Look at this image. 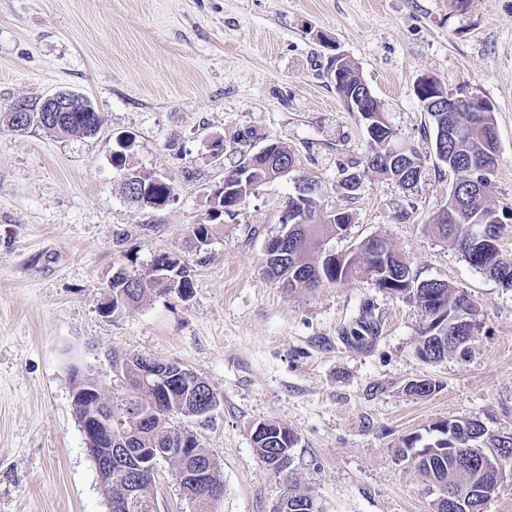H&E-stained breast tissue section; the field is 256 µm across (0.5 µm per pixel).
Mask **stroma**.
Returning <instances> with one entry per match:
<instances>
[{
    "instance_id": "35a3bbf8",
    "label": "stroma",
    "mask_w": 512,
    "mask_h": 512,
    "mask_svg": "<svg viewBox=\"0 0 512 512\" xmlns=\"http://www.w3.org/2000/svg\"><path fill=\"white\" fill-rule=\"evenodd\" d=\"M339 54L358 66L395 142L419 155L414 189L372 172L343 188L368 135L331 81ZM424 76L492 103L500 150L488 200L512 211V0L462 10L453 0H0V113L69 90L103 118L91 137L0 126V512H108L70 367L120 393L115 350L182 362L216 392L210 417L177 420L219 464L215 512H273L283 485L252 448L261 422L298 435L293 469L322 512H432L436 494L397 455L402 440L448 419L512 432V289L428 226L455 175L436 160L415 95ZM123 136L133 146L118 166ZM271 142L294 153L295 175L322 183L321 214H351L326 251L378 235L417 277L467 292L479 323L467 358L422 360L420 308L370 280L291 291L264 276L294 175L211 219L241 151ZM129 169L167 179L174 198L131 202ZM160 252L192 267V295L154 292L103 314L113 270L145 269ZM365 309L379 332L358 349L342 332ZM422 378L439 389L410 394ZM156 488L158 512H195L170 463H158Z\"/></svg>"
}]
</instances>
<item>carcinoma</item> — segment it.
I'll return each instance as SVG.
<instances>
[{
  "instance_id": "obj_1",
  "label": "carcinoma",
  "mask_w": 512,
  "mask_h": 512,
  "mask_svg": "<svg viewBox=\"0 0 512 512\" xmlns=\"http://www.w3.org/2000/svg\"><path fill=\"white\" fill-rule=\"evenodd\" d=\"M359 82L358 67L348 62L345 76L334 82V85L336 91L345 99ZM430 116L434 133L448 137V160L443 165L456 174V203L461 212L457 219L455 211L443 209L433 218L432 228L440 237L453 241L473 267L504 283V287L512 288V254L503 253L499 244L491 245L477 236L480 229L491 227L494 239H499V213L488 203L491 182L483 177L486 167H495L498 164V144L487 137L489 131L496 129L494 109L485 112H432ZM460 124L473 127L476 137L471 140L455 137L454 130ZM101 125L102 116L97 111L57 112L53 121L44 125V128L65 137L90 136ZM392 138L393 132L389 127L381 128L377 137L368 141L364 162H350L343 168V175L347 177L364 165L405 189L414 188L418 184L415 174L390 165L387 147ZM283 158L290 163H296L294 154L287 146L271 142L261 151L241 152L237 165L224 173V176L236 184L244 177L246 184L256 188L278 178L279 164ZM125 185L135 202L145 206L163 205L174 196L171 182L135 171L127 174ZM233 200L234 197H226L222 191L216 193L213 196L212 218L234 213L239 204L233 203ZM318 207L319 196L316 194L299 202L292 198L288 200V208H294L299 213L305 211L311 217L317 216ZM350 221L351 216L348 213L337 212L319 224L313 222L305 225L308 232L301 234V237L317 248L328 237L344 231ZM154 259L156 268L162 270L161 278L151 276L145 269L132 274L123 266L112 273L107 283L112 294V311L125 306L134 307L151 292L167 293L173 290L181 295L192 292L194 279L187 264L168 252L158 253ZM267 265L265 275L291 289L315 288L323 283L348 284L366 278L378 288L405 293L417 303L422 298V289L418 288L417 278L413 277L408 282L399 278L398 254L384 247L380 253H374L372 240L363 241L349 253L334 258L327 259L323 254L310 252L288 260L286 265H280L274 260L267 261ZM431 291L437 295L439 304L432 307L422 306L426 327L419 336V356L426 361L436 362L450 352L466 355L469 350L467 343L458 346L450 342L448 346H442L435 334L434 321L446 322L452 336L473 339L476 324L458 323V320L468 315L476 316L473 300L465 292L443 280L435 281ZM141 363L140 356L130 357L117 352L112 356V369L123 383L127 382ZM191 383L195 384V394L210 392L208 383L198 379V375L190 371L168 378L156 386L151 394L136 387H124L120 395L110 397L112 413L117 419L123 420L147 406L150 396L154 395L166 405L171 414L179 415L190 407L186 391ZM171 433V427L167 424L149 422L140 426L132 436V447L139 449L144 459L148 460L151 458L150 449L165 447ZM429 433L432 435L431 441L420 449L417 448V443L421 441L420 436L403 439L398 455L409 460L436 488L438 496L433 503V512H484V505L489 500L485 492L494 491L496 475L491 469L480 468L479 454L498 452L503 455L504 464L512 469V441L504 442L500 436L489 433L482 423L470 419L435 422L429 427ZM182 434L189 442V450L209 462L212 483L223 486L218 463L213 455L202 447L195 433L184 429ZM251 440L260 461L276 475L281 474V471L274 466L275 452H291L298 444V436L276 421H266L253 427ZM154 486L155 466L150 465L140 477L143 499H156ZM181 490L195 503V512H212L213 503L219 500V497L189 485L181 487ZM448 495L457 499L453 511L448 508V502L444 501V497ZM288 512H321L314 496L301 489L298 481L291 476L288 477Z\"/></svg>"
}]
</instances>
